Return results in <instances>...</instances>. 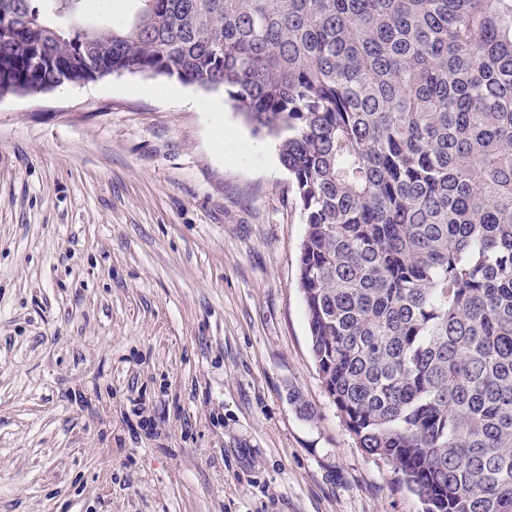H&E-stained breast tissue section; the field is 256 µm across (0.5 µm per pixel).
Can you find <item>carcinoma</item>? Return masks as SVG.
Segmentation results:
<instances>
[{
	"label": "carcinoma",
	"mask_w": 512,
	"mask_h": 512,
	"mask_svg": "<svg viewBox=\"0 0 512 512\" xmlns=\"http://www.w3.org/2000/svg\"><path fill=\"white\" fill-rule=\"evenodd\" d=\"M0 0V96L223 90L306 224L318 376L423 512H512V0ZM94 6L96 10L104 11L112 9V12L98 13L87 9L86 18L88 21L120 26L128 20L133 9V2L127 0H99L95 1Z\"/></svg>",
	"instance_id": "1"
}]
</instances>
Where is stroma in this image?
Wrapping results in <instances>:
<instances>
[{
    "label": "stroma",
    "instance_id": "1",
    "mask_svg": "<svg viewBox=\"0 0 512 512\" xmlns=\"http://www.w3.org/2000/svg\"><path fill=\"white\" fill-rule=\"evenodd\" d=\"M305 231L222 92L0 96V512H421L318 377Z\"/></svg>",
    "mask_w": 512,
    "mask_h": 512
}]
</instances>
